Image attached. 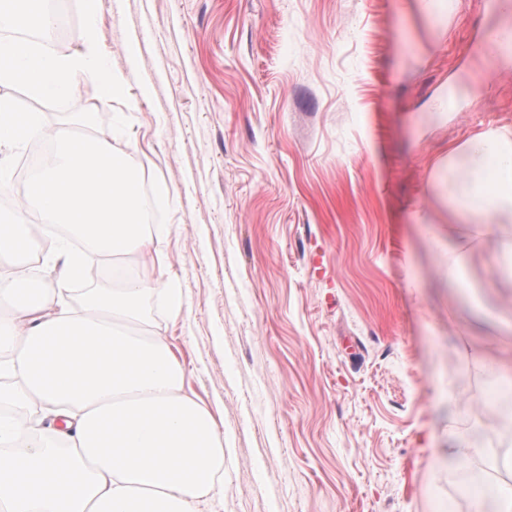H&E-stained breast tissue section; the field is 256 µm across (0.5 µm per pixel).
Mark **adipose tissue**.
<instances>
[{"mask_svg": "<svg viewBox=\"0 0 512 512\" xmlns=\"http://www.w3.org/2000/svg\"><path fill=\"white\" fill-rule=\"evenodd\" d=\"M50 16L22 0H0V29L35 31ZM95 79L102 96L121 80L94 55L58 56L37 43L0 41V83L19 81L38 95H64L74 74ZM38 113H19L0 96V148L40 137ZM51 162L31 181L26 212L0 214V512H199L224 500V436L209 408L184 389L185 369L166 338L140 327L151 276L123 287L86 290L72 309L64 286L81 271L80 254L154 256L162 227L145 231L142 197L111 144L56 130ZM448 220L472 224L486 243L512 224V138L494 125L449 148ZM37 214L69 231L37 237ZM162 287V286H161ZM484 444L448 425L437 460L467 467Z\"/></svg>", "mask_w": 512, "mask_h": 512, "instance_id": "ef3b65f1", "label": "adipose tissue"}]
</instances>
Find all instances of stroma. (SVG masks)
Returning <instances> with one entry per match:
<instances>
[{"label":"stroma","mask_w":512,"mask_h":512,"mask_svg":"<svg viewBox=\"0 0 512 512\" xmlns=\"http://www.w3.org/2000/svg\"><path fill=\"white\" fill-rule=\"evenodd\" d=\"M52 53L94 51L124 83L79 74L45 129L88 134L148 176L167 230L172 314L146 295L186 382L224 435L220 512H471L508 480L512 393L467 352L512 358V282L444 210L449 147L512 133V73L486 82L493 0H71ZM97 19L85 41L87 11ZM497 324L444 276L448 247ZM457 418L489 450L433 466Z\"/></svg>","instance_id":"obj_1"}]
</instances>
